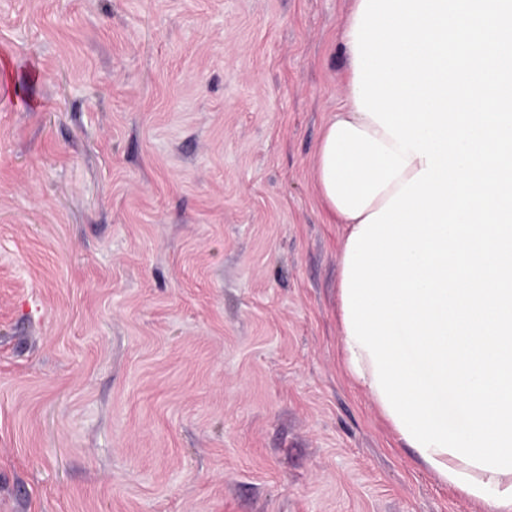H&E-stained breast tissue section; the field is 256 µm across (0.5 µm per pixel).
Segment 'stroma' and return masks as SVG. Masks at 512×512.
<instances>
[{
    "label": "stroma",
    "mask_w": 512,
    "mask_h": 512,
    "mask_svg": "<svg viewBox=\"0 0 512 512\" xmlns=\"http://www.w3.org/2000/svg\"><path fill=\"white\" fill-rule=\"evenodd\" d=\"M350 6L0 0V512H480L340 366Z\"/></svg>",
    "instance_id": "35a3bbf8"
}]
</instances>
